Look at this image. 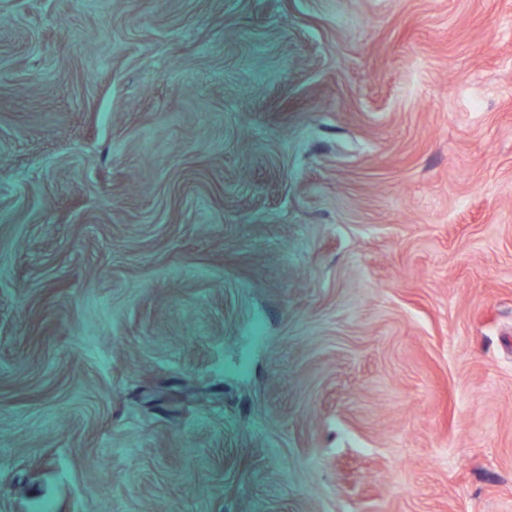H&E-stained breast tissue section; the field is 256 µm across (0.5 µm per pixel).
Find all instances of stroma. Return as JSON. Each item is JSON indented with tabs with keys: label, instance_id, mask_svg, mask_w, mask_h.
<instances>
[{
	"label": "stroma",
	"instance_id": "obj_1",
	"mask_svg": "<svg viewBox=\"0 0 512 512\" xmlns=\"http://www.w3.org/2000/svg\"><path fill=\"white\" fill-rule=\"evenodd\" d=\"M0 512H512V0H0Z\"/></svg>",
	"mask_w": 512,
	"mask_h": 512
}]
</instances>
